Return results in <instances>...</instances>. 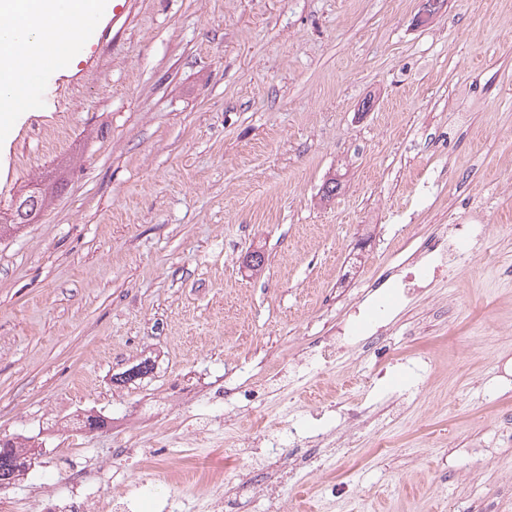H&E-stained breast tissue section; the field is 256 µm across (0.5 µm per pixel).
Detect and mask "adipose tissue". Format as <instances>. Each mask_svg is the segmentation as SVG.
Listing matches in <instances>:
<instances>
[{
    "label": "adipose tissue",
    "instance_id": "1",
    "mask_svg": "<svg viewBox=\"0 0 512 512\" xmlns=\"http://www.w3.org/2000/svg\"><path fill=\"white\" fill-rule=\"evenodd\" d=\"M103 6L104 0H0V101L21 69L59 40L76 41Z\"/></svg>",
    "mask_w": 512,
    "mask_h": 512
}]
</instances>
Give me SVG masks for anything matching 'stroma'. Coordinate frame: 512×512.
I'll return each mask as SVG.
<instances>
[{
	"label": "stroma",
	"mask_w": 512,
	"mask_h": 512,
	"mask_svg": "<svg viewBox=\"0 0 512 512\" xmlns=\"http://www.w3.org/2000/svg\"><path fill=\"white\" fill-rule=\"evenodd\" d=\"M131 0L104 10L0 125V218L32 180L52 203L0 244V439L45 448L9 494L49 512L61 456L104 473L125 512H164L241 464L227 449L149 448L112 469V438L213 396L243 426L284 357L387 310L385 367L361 350L288 402L301 432L353 437L303 469L294 512H512V235L402 300L403 261L454 214L512 225V0ZM342 175L343 189L321 195ZM261 251V267L246 257ZM454 305L452 327L428 322ZM153 372L115 376L140 361ZM408 408L382 438L330 410ZM165 464L171 484L129 485Z\"/></svg>",
	"instance_id": "stroma-1"
}]
</instances>
